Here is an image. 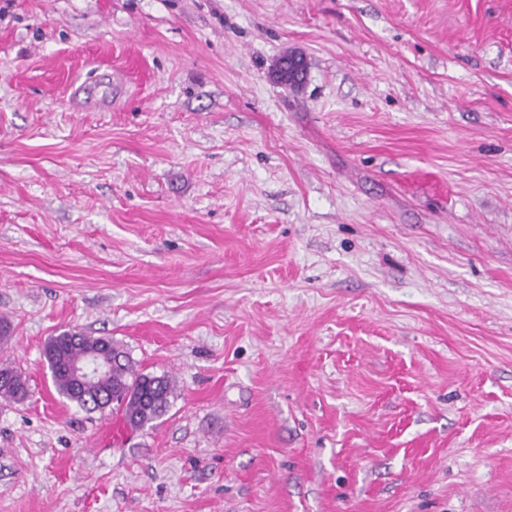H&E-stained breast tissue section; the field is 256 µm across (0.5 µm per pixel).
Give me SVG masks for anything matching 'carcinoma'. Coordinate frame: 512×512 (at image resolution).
<instances>
[{
  "instance_id": "carcinoma-1",
  "label": "carcinoma",
  "mask_w": 512,
  "mask_h": 512,
  "mask_svg": "<svg viewBox=\"0 0 512 512\" xmlns=\"http://www.w3.org/2000/svg\"><path fill=\"white\" fill-rule=\"evenodd\" d=\"M103 351L114 358L112 373L86 389L80 388L69 366ZM44 356L58 394L88 413L102 412L115 403L131 427L142 428L161 417L170 405L173 379L137 369L130 354L110 337L62 332L47 341ZM26 394L22 372L11 365L1 364L0 398L21 400Z\"/></svg>"
}]
</instances>
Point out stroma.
<instances>
[{"label": "stroma", "mask_w": 512, "mask_h": 512, "mask_svg": "<svg viewBox=\"0 0 512 512\" xmlns=\"http://www.w3.org/2000/svg\"><path fill=\"white\" fill-rule=\"evenodd\" d=\"M1 317L0 512H512V0H0ZM105 350L114 358L113 364L107 358L94 357L74 366L72 373L80 384L104 375L111 368L112 373L86 389L80 388L68 367ZM44 356L58 394L88 413L102 412L114 402L131 427L142 428L161 417L170 405L173 379L138 370L130 354L112 338L86 336L79 331L62 332L47 341ZM27 394L26 380L22 372L11 365H0V398L21 400Z\"/></svg>", "instance_id": "obj_1"}]
</instances>
